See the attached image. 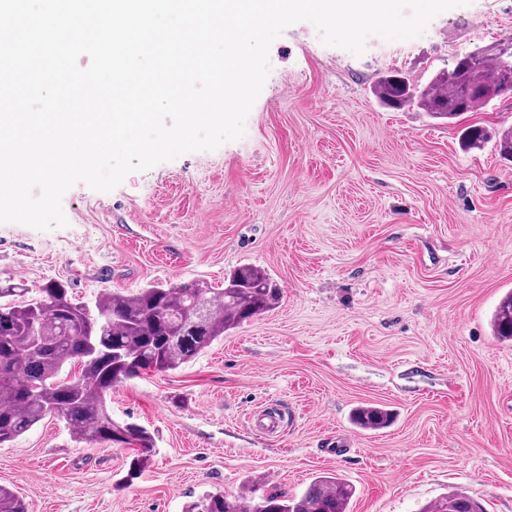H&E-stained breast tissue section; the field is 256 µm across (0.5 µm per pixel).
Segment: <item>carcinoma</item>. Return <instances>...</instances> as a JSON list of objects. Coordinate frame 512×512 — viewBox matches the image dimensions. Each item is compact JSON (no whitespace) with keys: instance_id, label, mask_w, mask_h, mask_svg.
<instances>
[{"instance_id":"cac0c4a2","label":"carcinoma","mask_w":512,"mask_h":512,"mask_svg":"<svg viewBox=\"0 0 512 512\" xmlns=\"http://www.w3.org/2000/svg\"><path fill=\"white\" fill-rule=\"evenodd\" d=\"M501 70L490 51L478 60L466 53L423 85L402 73L386 75L374 94L386 105L416 104L436 119L451 121L493 101L486 89L498 84ZM487 138L479 127L462 132L471 149L481 148ZM280 298L267 273L253 266L233 271L222 288L196 280L150 285L132 294L107 291L91 305L72 298L60 281L36 291L9 281L0 284V447L56 415L79 443L129 448L133 455L126 478H137L156 446L155 436L137 423L112 419V388L148 370L180 368L224 333L274 309ZM491 321L493 336L512 340V291L501 297ZM392 418L378 405L359 406L352 414L356 426L370 430L388 427ZM355 493L348 480L321 476L299 495L257 485L234 496L207 491L184 512H348ZM0 512H28V506L0 486ZM420 512L483 509L474 499L453 494Z\"/></svg>"}]
</instances>
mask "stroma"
Here are the masks:
<instances>
[{"label":"stroma","instance_id":"35a3bbf8","mask_svg":"<svg viewBox=\"0 0 512 512\" xmlns=\"http://www.w3.org/2000/svg\"><path fill=\"white\" fill-rule=\"evenodd\" d=\"M509 38L512 0L445 11L396 57L390 41L357 56L293 24L241 138L109 192L75 184L66 226L0 223V280L59 279L84 302L191 279L220 288L243 265L282 292L178 370L113 389V418L156 438L132 483L128 449L76 443L50 416L0 448V485L29 512H184L208 490L298 494L335 473L356 487L349 512H419L454 493L512 512V342L490 327L512 290V158L461 142L471 125L512 128V97L448 124L372 93L390 71L423 83ZM368 404L393 424L356 427ZM264 408L282 432L258 434Z\"/></svg>","mask_w":512,"mask_h":512}]
</instances>
